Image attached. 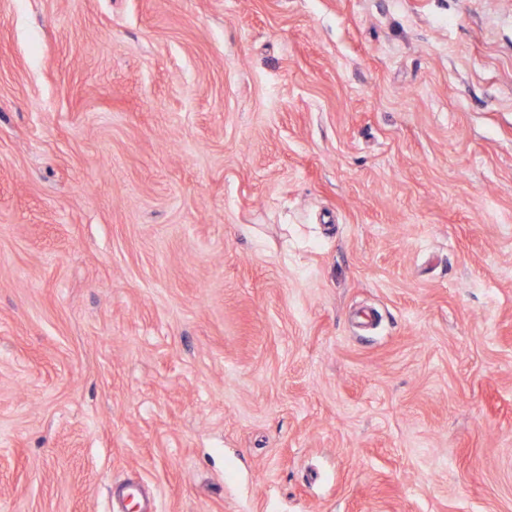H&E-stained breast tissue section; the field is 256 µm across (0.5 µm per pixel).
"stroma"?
I'll return each mask as SVG.
<instances>
[{
	"label": "stroma",
	"mask_w": 512,
	"mask_h": 512,
	"mask_svg": "<svg viewBox=\"0 0 512 512\" xmlns=\"http://www.w3.org/2000/svg\"><path fill=\"white\" fill-rule=\"evenodd\" d=\"M512 512V0H0V512Z\"/></svg>",
	"instance_id": "35a3bbf8"
}]
</instances>
